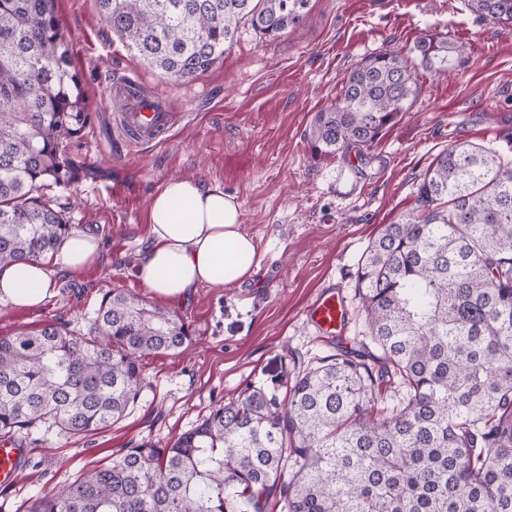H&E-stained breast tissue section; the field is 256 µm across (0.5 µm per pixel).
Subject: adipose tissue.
Instances as JSON below:
<instances>
[{
	"label": "adipose tissue",
	"instance_id": "obj_1",
	"mask_svg": "<svg viewBox=\"0 0 512 512\" xmlns=\"http://www.w3.org/2000/svg\"><path fill=\"white\" fill-rule=\"evenodd\" d=\"M149 246L137 253L135 277L159 299L181 303L204 286L230 287L254 273L257 246L242 229L240 204L223 189L173 178L153 197ZM100 256L97 239H65L53 264L39 260L0 265V303L39 307L53 289L52 270L78 271Z\"/></svg>",
	"mask_w": 512,
	"mask_h": 512
}]
</instances>
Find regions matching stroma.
<instances>
[{
	"instance_id": "35a3bbf8",
	"label": "stroma",
	"mask_w": 512,
	"mask_h": 512,
	"mask_svg": "<svg viewBox=\"0 0 512 512\" xmlns=\"http://www.w3.org/2000/svg\"><path fill=\"white\" fill-rule=\"evenodd\" d=\"M56 10L92 117L65 146L83 167L79 181L50 197L79 231L100 239L102 252L82 270L56 272L41 308L0 303V336L49 321L84 333L112 289L148 297L132 260L150 244V203L172 177L234 195L259 263L250 281L205 286L176 304L192 341L183 353L143 358V389L122 419L81 436L16 432L25 458L15 483L0 488V512H26L35 495L137 443L173 440L247 386L354 346V273L381 225L413 208L421 175L448 145H512V26L479 17L467 0H311L303 25L278 39L240 25L223 59L186 83L162 77L114 40L95 0H56ZM435 33L452 63L436 77L414 66L420 93L406 114L361 153L312 155L311 119L336 100L350 67L386 50L411 54ZM121 76L177 113L165 141L134 147L115 136L111 84ZM329 286L348 311L334 338L305 320L309 302Z\"/></svg>"
}]
</instances>
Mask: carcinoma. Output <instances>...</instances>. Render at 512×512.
I'll use <instances>...</instances> for the list:
<instances>
[{"label":"carcinoma","instance_id":"carcinoma-1","mask_svg":"<svg viewBox=\"0 0 512 512\" xmlns=\"http://www.w3.org/2000/svg\"><path fill=\"white\" fill-rule=\"evenodd\" d=\"M96 2L125 47L186 81L224 57L241 22L275 38L310 0ZM468 5L512 26V0ZM415 50L431 75L448 70L438 35ZM419 92L409 57L364 58L314 115L312 153L370 145ZM91 117L55 0H0V264L37 261L74 234L33 192L79 180L63 143ZM355 281L359 348L248 386L174 441L127 448L26 512H512V154L466 142L439 153ZM190 340L178 313L125 290L83 336L53 322L0 336V436L111 426L140 396V358Z\"/></svg>","mask_w":512,"mask_h":512}]
</instances>
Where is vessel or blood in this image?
<instances>
[{"instance_id":"obj_1","label":"vessel or blood","mask_w":512,"mask_h":512,"mask_svg":"<svg viewBox=\"0 0 512 512\" xmlns=\"http://www.w3.org/2000/svg\"><path fill=\"white\" fill-rule=\"evenodd\" d=\"M137 85L127 78H120L111 86L112 97L123 106L116 113V127L121 137L131 145L151 144L167 138L173 130L177 117L156 96L142 95ZM306 320L320 334H341L347 312L342 297L335 288L327 287L307 306ZM24 451L15 444L0 442V487L11 486L23 461Z\"/></svg>"}]
</instances>
